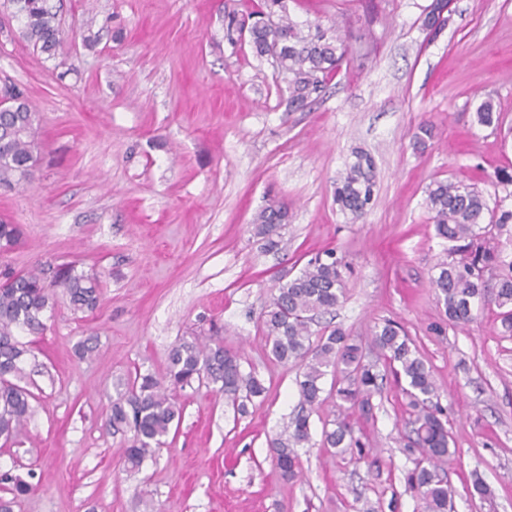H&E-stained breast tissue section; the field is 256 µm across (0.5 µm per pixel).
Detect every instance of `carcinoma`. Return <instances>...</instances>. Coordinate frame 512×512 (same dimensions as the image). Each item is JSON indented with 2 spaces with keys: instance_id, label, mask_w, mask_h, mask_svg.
<instances>
[{
  "instance_id": "carcinoma-1",
  "label": "carcinoma",
  "mask_w": 512,
  "mask_h": 512,
  "mask_svg": "<svg viewBox=\"0 0 512 512\" xmlns=\"http://www.w3.org/2000/svg\"><path fill=\"white\" fill-rule=\"evenodd\" d=\"M12 10L19 35L64 66L68 41L59 28L53 0H3ZM257 20L251 24L236 17L228 19L227 38L248 34L254 54L272 58L277 74L288 87V110L299 111L325 91L328 78L345 59V40L336 29L314 25L304 32L288 19L285 0H262ZM449 17L432 4L427 7L423 26L436 34L447 26ZM16 109L0 111V190L9 192L34 180L38 166L36 141L38 114L23 92ZM481 126L499 125L493 103L481 102L475 112ZM374 167L362 152H353L334 187L339 211L355 221L366 214L374 198ZM426 205L431 212L435 235L451 242L436 264L433 288L443 304L448 322L465 327L475 320L478 303H494L502 309L501 327L512 335V259L504 256L512 237L502 235L512 222V209L488 206L482 190L451 180H435L427 189ZM287 211L269 205L257 215L255 235L267 250L279 249L281 229ZM18 224L0 223V251L7 253L19 245ZM350 272L344 256L330 250L307 261L299 274L276 289L262 316V332L270 357L299 366L297 379L299 408L284 431L269 443L272 461L281 479L290 481L300 473L297 449L311 441L310 417L326 402L336 399L337 416L324 422L322 446L332 455H363L367 444L355 429L351 416L373 418L371 399L381 390L383 375L368 360L376 354L407 400L411 429L403 452L413 458L414 467L405 476L408 489L418 494L424 512H453L455 491L441 463L454 454L448 432L446 410L440 389L426 359L396 321L387 319L374 327L368 346H363L340 326L323 325L321 315L340 304ZM61 291L73 309L94 311L102 300V288L95 274L76 273L67 264L46 263L26 273L6 266L0 270V438L16 440L31 416L29 391L12 382L22 372L20 363L27 354L17 332L38 334L45 329L44 312L53 307L56 291ZM205 343L199 337L182 339L169 351L162 376L137 374L133 381L116 389L110 406L109 424L115 430L132 433L122 449L124 465L138 471L148 457L166 444L173 422L182 409L172 397L176 388L204 384L221 393L236 408L247 412V403L264 395L263 383L242 370L238 357L224 349L220 328L211 327ZM332 376L330 392L323 379ZM0 484L8 486L10 497L0 498V512H13L18 500L32 485L9 471L0 472Z\"/></svg>"
}]
</instances>
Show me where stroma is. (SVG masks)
I'll return each mask as SVG.
<instances>
[{
  "label": "stroma",
  "instance_id": "obj_1",
  "mask_svg": "<svg viewBox=\"0 0 512 512\" xmlns=\"http://www.w3.org/2000/svg\"><path fill=\"white\" fill-rule=\"evenodd\" d=\"M431 2L286 0L291 21L336 27L348 45L302 112L289 111L286 84L247 40L225 36L228 13L260 0H56L68 71L0 13V84L28 96L42 145L32 186L0 194V220L23 230L0 266L69 262L103 288L95 313L61 295L44 334L19 336L32 415L0 447V468L33 489L14 512H145L148 502L156 512H359L367 502L420 512L392 380L361 424L368 457L322 448L330 401L311 417L298 479L282 481L269 455L298 403L299 369L268 358L261 317L279 277L329 248L351 266L335 324L364 338L396 320L433 368L456 448L445 466L454 512H512V337L492 303L468 327L448 324L431 284L448 243L426 206L429 184L449 179L512 208V192L490 179L512 167V0H452L435 37L422 25ZM488 98L500 128L475 121ZM423 125L433 133L419 149ZM356 150L371 156L376 187L353 222L333 192ZM271 202L288 211L277 252L252 226ZM213 323L265 397L241 415L210 388L178 391L175 437L127 472L128 436L108 423L117 383L163 374L171 347ZM87 339L96 349L83 359ZM476 471L492 500L472 496Z\"/></svg>",
  "mask_w": 512,
  "mask_h": 512
}]
</instances>
